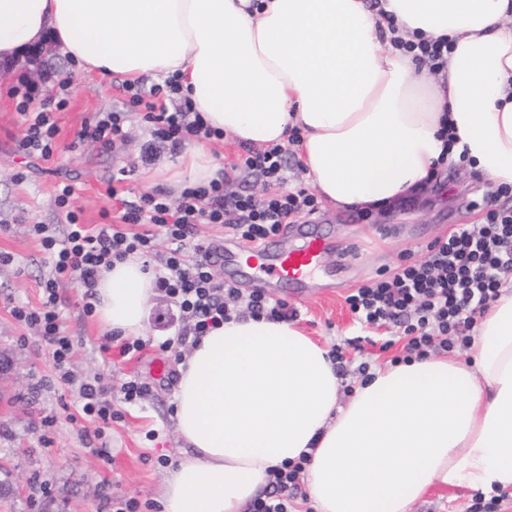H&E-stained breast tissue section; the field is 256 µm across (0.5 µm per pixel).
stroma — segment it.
Segmentation results:
<instances>
[{
	"mask_svg": "<svg viewBox=\"0 0 512 512\" xmlns=\"http://www.w3.org/2000/svg\"><path fill=\"white\" fill-rule=\"evenodd\" d=\"M68 83L67 107L58 112L60 149L54 160L23 158L14 152L22 132L16 103L7 95L18 75L39 81L40 99L55 94L53 83H42L43 73ZM121 76L99 78L85 72L60 51L40 48L34 62L19 60L0 65V352L14 357L11 373L0 383V512H97L104 492H122L157 501L167 469L159 457L176 461L184 453L173 417L178 363L162 360L159 352L115 360L105 366L99 350L103 335L94 317L80 310L81 292L63 289L62 318L66 332L79 340L73 371L103 383L119 385L134 376L151 388L141 401L123 405L124 419L109 431L111 461H103L87 447L84 434L89 419L78 416L77 391L58 389L48 354L36 329L21 327L11 308L38 306V282L50 268L37 240L29 235L32 224H49L64 236L66 219L54 202L60 181L75 183L74 204L85 223H100L103 209L112 203L99 190L114 168L127 166L132 175L127 186L135 192L151 191L149 175L166 176L176 160L167 153L154 164L141 161L147 136L139 115H131L129 142L105 149L91 143L73 145L75 132L93 112L112 109L120 92ZM468 164L436 172L432 182L411 208L390 215L351 211L340 213L321 204L306 222L288 227V244L300 242L304 233L319 232L332 243L318 277L320 287L303 296L290 286L274 289L299 312V325L327 348L341 347L346 357L340 400H347L361 376L360 363L370 367L389 364L391 352L381 351L382 330L362 327L350 312L345 296L351 288L393 271L406 261L420 259L435 239L448 235L456 225L481 221L472 200L488 189ZM185 325L179 309L164 294L148 304L146 336L161 341L178 335ZM54 419L51 428L40 425ZM475 490L434 484L414 504L413 512H465Z\"/></svg>",
	"mask_w": 512,
	"mask_h": 512,
	"instance_id": "1",
	"label": "stroma"
}]
</instances>
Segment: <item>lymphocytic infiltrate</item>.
<instances>
[{"instance_id":"f902f5d3","label":"lymphocytic infiltrate","mask_w":512,"mask_h":512,"mask_svg":"<svg viewBox=\"0 0 512 512\" xmlns=\"http://www.w3.org/2000/svg\"><path fill=\"white\" fill-rule=\"evenodd\" d=\"M67 82H59L53 104L37 102V87L27 77H18L9 89L23 125L15 151L23 157L51 160L59 133L56 114L67 105ZM119 106L95 112L84 119L75 135L86 142L111 148L129 138V117L139 112L150 139L144 147V161H152L158 147L170 151L208 140L223 139L220 129L211 127L191 99L183 96L178 77L163 83L141 82L122 86ZM288 151L281 145L262 149L243 146L236 163L220 170L209 184L184 187L178 197L158 189L137 194L127 190V168H117L102 196L112 206L101 213L98 224L84 223L73 207L76 188L61 183L56 206L67 219L66 234L57 237L47 224L30 225L45 254L50 272L41 282L42 301L38 307L16 306L11 313L22 326L38 331L52 362L58 388H77L82 414L96 424L87 441L93 452L111 460L108 430L123 415L112 404L113 393L132 404L150 392L138 378L123 380L119 388L103 384L101 378L76 381L71 365L75 341L62 324L61 288L82 289L84 314L94 311L98 279L115 261L131 254L161 256L162 267L155 279L183 313L187 325L177 337L158 342L161 352L182 359L211 329L246 314L260 319L296 318V308L261 291L244 293L214 272L217 246L202 233L203 227L225 226L242 242L259 245L291 224L316 213L318 197L305 188L285 190ZM243 171L261 178L263 197L230 191L232 174ZM512 188L488 190L472 207L483 212L482 223L462 224L445 238L430 243L422 260L403 264L391 274L353 289L346 302L361 325L396 330L403 340L406 357L425 358L470 346L477 315L500 294L505 277L512 276V207L502 205ZM307 456H300L273 470L262 497L254 499L248 512H293L297 500L306 498L303 488Z\"/></svg>"}]
</instances>
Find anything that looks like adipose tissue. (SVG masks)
<instances>
[{
    "label": "adipose tissue",
    "mask_w": 512,
    "mask_h": 512,
    "mask_svg": "<svg viewBox=\"0 0 512 512\" xmlns=\"http://www.w3.org/2000/svg\"><path fill=\"white\" fill-rule=\"evenodd\" d=\"M397 35L450 41L445 69L419 72ZM47 44L105 76L179 75L240 142L284 146L299 129L312 187L342 211L394 210L461 157L512 185V0H0V59ZM96 292L104 328L143 336L156 293L143 258ZM478 336L468 360L375 370L343 403L327 350L296 322L232 317L179 368L188 453L162 512H241L304 453L318 512H411L435 483L512 488V281Z\"/></svg>",
    "instance_id": "adipose-tissue-1"
}]
</instances>
